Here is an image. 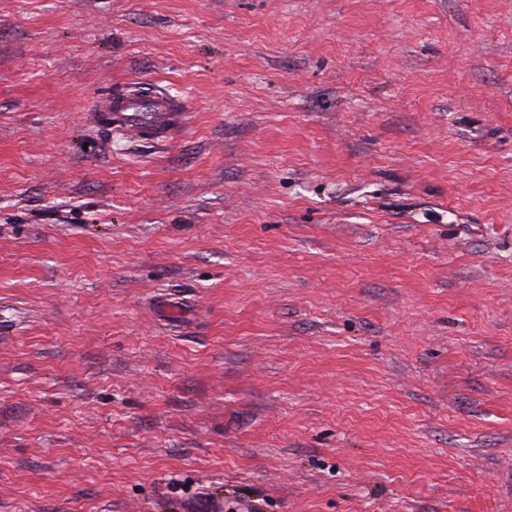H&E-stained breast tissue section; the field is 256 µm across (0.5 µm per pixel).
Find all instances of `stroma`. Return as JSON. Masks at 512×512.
<instances>
[{"mask_svg":"<svg viewBox=\"0 0 512 512\" xmlns=\"http://www.w3.org/2000/svg\"><path fill=\"white\" fill-rule=\"evenodd\" d=\"M206 500L512 512V0H0V512ZM137 92L125 90L108 101L110 120L156 138H166L169 131L182 119L178 104L163 94L142 97Z\"/></svg>","mask_w":512,"mask_h":512,"instance_id":"stroma-1","label":"stroma"}]
</instances>
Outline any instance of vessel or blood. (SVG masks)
Returning a JSON list of instances; mask_svg holds the SVG:
<instances>
[{
  "mask_svg": "<svg viewBox=\"0 0 512 512\" xmlns=\"http://www.w3.org/2000/svg\"><path fill=\"white\" fill-rule=\"evenodd\" d=\"M107 110L115 122L158 138L167 137L182 119L178 104L166 95L143 97L134 90L113 96Z\"/></svg>",
  "mask_w": 512,
  "mask_h": 512,
  "instance_id": "vessel-or-blood-1",
  "label": "vessel or blood"
}]
</instances>
